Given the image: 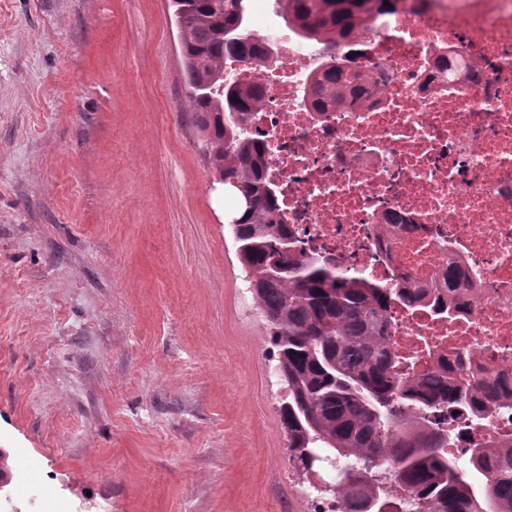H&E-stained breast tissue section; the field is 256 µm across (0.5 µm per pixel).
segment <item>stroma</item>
Wrapping results in <instances>:
<instances>
[{"instance_id": "1", "label": "stroma", "mask_w": 512, "mask_h": 512, "mask_svg": "<svg viewBox=\"0 0 512 512\" xmlns=\"http://www.w3.org/2000/svg\"><path fill=\"white\" fill-rule=\"evenodd\" d=\"M169 0H0V451L69 512H307Z\"/></svg>"}]
</instances>
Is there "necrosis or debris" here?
I'll use <instances>...</instances> for the list:
<instances>
[{
    "instance_id": "necrosis-or-debris-1",
    "label": "necrosis or debris",
    "mask_w": 512,
    "mask_h": 512,
    "mask_svg": "<svg viewBox=\"0 0 512 512\" xmlns=\"http://www.w3.org/2000/svg\"><path fill=\"white\" fill-rule=\"evenodd\" d=\"M258 33L276 60L228 70L261 89L250 128L291 231L390 289L385 343L406 373L488 374L511 395L512 0H388L336 50L348 73L375 77L364 104L341 109L307 94L319 46ZM450 268L452 312L399 301ZM447 424L449 452L512 446V406Z\"/></svg>"
}]
</instances>
